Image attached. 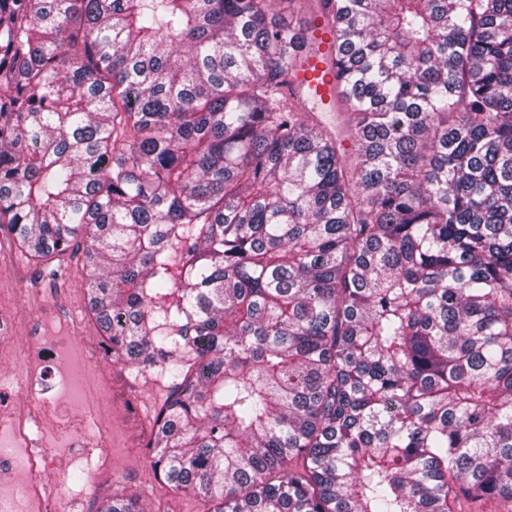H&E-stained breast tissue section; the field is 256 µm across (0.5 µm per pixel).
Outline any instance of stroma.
<instances>
[{
    "mask_svg": "<svg viewBox=\"0 0 512 512\" xmlns=\"http://www.w3.org/2000/svg\"><path fill=\"white\" fill-rule=\"evenodd\" d=\"M84 243H77L51 264L28 261L11 235L0 231V302L12 307L21 325L20 346L38 332L41 310H49L72 323L71 350L75 367L86 368L84 342L98 339L99 332L87 306L88 277L84 268ZM112 367L111 357L86 368L88 376ZM132 395L137 407L130 414L113 406L107 390H100L96 403L100 416L84 430L89 453L71 456L65 427L41 425V437L53 455L55 472L47 479L48 492L61 500V512H97V501L115 494H137L146 512H208L210 505L194 494H176L157 481L152 472L148 443L156 413L171 380L159 370L129 368ZM107 435L111 448L99 454L92 446Z\"/></svg>",
    "mask_w": 512,
    "mask_h": 512,
    "instance_id": "35a3bbf8",
    "label": "stroma"
}]
</instances>
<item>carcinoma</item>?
<instances>
[{
    "instance_id": "cac0c4a2",
    "label": "carcinoma",
    "mask_w": 512,
    "mask_h": 512,
    "mask_svg": "<svg viewBox=\"0 0 512 512\" xmlns=\"http://www.w3.org/2000/svg\"><path fill=\"white\" fill-rule=\"evenodd\" d=\"M0 0V227L82 238L152 472L210 512H512V0ZM98 512H145L138 497ZM333 2L325 9L324 17L318 18L315 23L304 25L300 35L304 44L314 37L321 41V53L324 55L306 56L307 47L304 45L297 56L298 83L295 85L299 100L325 97L331 98L336 88V65L333 52V36L331 27L326 25V18L330 13ZM304 88L307 92H305ZM325 107L326 109L322 112L325 113L324 120L329 126V129L333 132L335 137L337 136L341 140H344L345 146L350 147V132L345 114V112H349V110L336 96L333 101L327 103Z\"/></svg>"
}]
</instances>
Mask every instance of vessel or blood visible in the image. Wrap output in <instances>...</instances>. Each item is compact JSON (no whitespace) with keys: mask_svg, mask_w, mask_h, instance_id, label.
Listing matches in <instances>:
<instances>
[{"mask_svg":"<svg viewBox=\"0 0 512 512\" xmlns=\"http://www.w3.org/2000/svg\"><path fill=\"white\" fill-rule=\"evenodd\" d=\"M300 35L303 40L318 39L320 52L316 55L299 54L297 57L298 99L325 98L331 96L336 88V65L333 52V36L325 18H318L315 23L303 26Z\"/></svg>","mask_w":512,"mask_h":512,"instance_id":"obj_1","label":"vessel or blood"}]
</instances>
